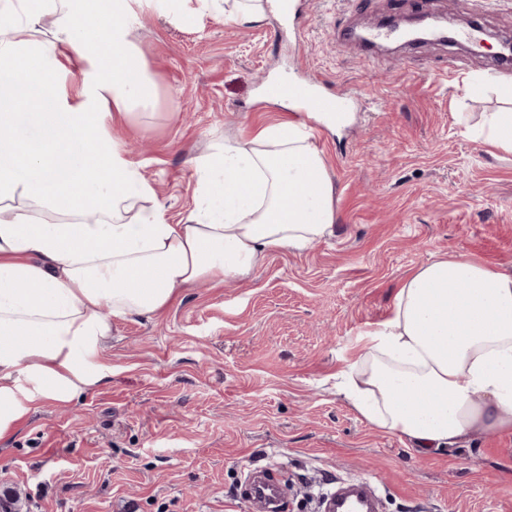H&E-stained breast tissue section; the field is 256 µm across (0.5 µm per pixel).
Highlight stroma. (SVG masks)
Wrapping results in <instances>:
<instances>
[{"label": "stroma", "mask_w": 512, "mask_h": 512, "mask_svg": "<svg viewBox=\"0 0 512 512\" xmlns=\"http://www.w3.org/2000/svg\"><path fill=\"white\" fill-rule=\"evenodd\" d=\"M445 13L512 35V0H288L277 18L175 23L140 10L132 41L154 97L108 132L153 185L167 221L195 206V160L224 138L293 120L262 103L274 77L369 91L310 143L334 185L332 236L270 253L249 276L180 292L160 314L114 320L110 378L47 400L0 440V492L22 512H248L250 471L272 468L286 512L308 492L366 479L383 512H512V435L420 453L373 428L336 391L364 332L391 313L404 278L463 253L512 270V153L470 137L498 111L512 67L490 50L428 44L367 50L336 31L389 15Z\"/></svg>", "instance_id": "obj_1"}]
</instances>
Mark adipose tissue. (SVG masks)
Listing matches in <instances>:
<instances>
[{
  "label": "adipose tissue",
  "instance_id": "obj_1",
  "mask_svg": "<svg viewBox=\"0 0 512 512\" xmlns=\"http://www.w3.org/2000/svg\"><path fill=\"white\" fill-rule=\"evenodd\" d=\"M186 2L78 0L63 6L51 38L34 41L22 26L48 0H0V439L31 404L70 401L110 374L101 307L111 318L148 316L198 281L246 277L269 252L333 232V184L295 122L198 158L199 201L179 224L123 159L106 130L110 111L154 94L130 40L138 6L191 25L266 15L263 0ZM62 47L80 62L75 102L61 87ZM505 100L470 133L512 152V94ZM343 378L363 419L421 453L476 432L512 433V271L462 254L424 264Z\"/></svg>",
  "mask_w": 512,
  "mask_h": 512
}]
</instances>
